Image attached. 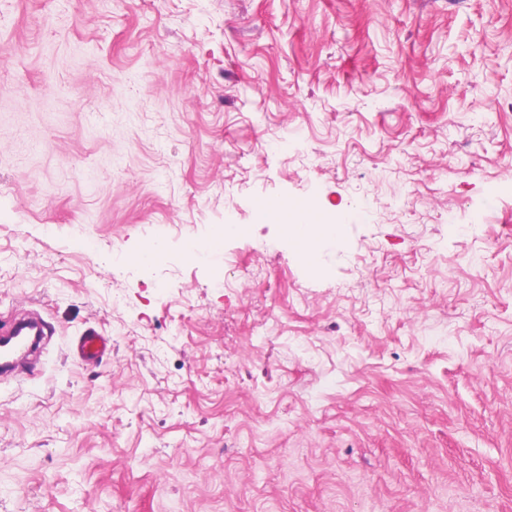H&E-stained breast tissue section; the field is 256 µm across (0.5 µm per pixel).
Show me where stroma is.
<instances>
[{
	"mask_svg": "<svg viewBox=\"0 0 512 512\" xmlns=\"http://www.w3.org/2000/svg\"><path fill=\"white\" fill-rule=\"evenodd\" d=\"M17 310L0 512H512V0H0ZM268 205L267 215L260 220H255V223H268L274 215L282 217L281 223L285 224L289 235L297 245H304L317 237L333 238L338 235L339 224L329 223L321 212L302 215L292 207H288V204L269 203ZM35 332V333H33ZM52 334L49 323L42 317L34 321L25 317H13L9 328L0 336L1 340H8L9 345L2 350L0 362L1 375H21L32 367L31 357L40 348L41 338ZM36 336L32 338L31 336ZM24 336H29L28 340ZM5 357H9L6 360ZM106 348L103 337L95 333L80 336L76 344V352L83 361L97 360Z\"/></svg>",
	"mask_w": 512,
	"mask_h": 512,
	"instance_id": "1",
	"label": "stroma"
}]
</instances>
